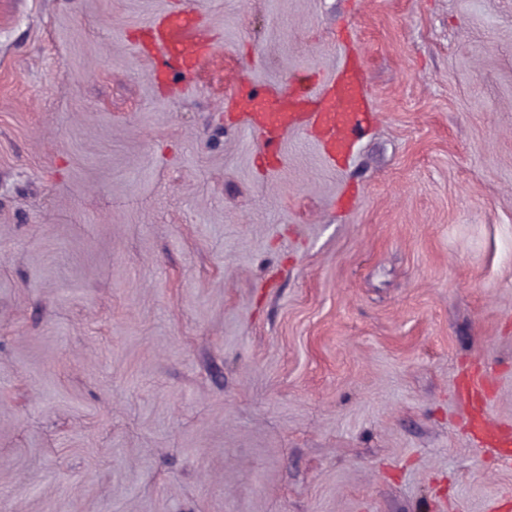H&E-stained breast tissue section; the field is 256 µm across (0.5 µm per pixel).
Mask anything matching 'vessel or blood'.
Here are the masks:
<instances>
[{"instance_id":"obj_1","label":"vessel or blood","mask_w":512,"mask_h":512,"mask_svg":"<svg viewBox=\"0 0 512 512\" xmlns=\"http://www.w3.org/2000/svg\"><path fill=\"white\" fill-rule=\"evenodd\" d=\"M149 42L160 57L158 81L172 72L183 76L202 70L213 54L200 15L180 8L155 18L146 28ZM290 93L258 88L237 77L226 104L242 108L248 126L259 133L271 156H279L289 131L303 129L316 139L328 163L350 157L367 134L374 107L369 83L358 57L346 56L335 73L319 80L313 73L298 74ZM485 380L473 375L459 388L474 439L512 467V431L491 422L485 412Z\"/></svg>"}]
</instances>
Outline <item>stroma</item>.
I'll use <instances>...</instances> for the list:
<instances>
[{"label": "stroma", "mask_w": 512, "mask_h": 512, "mask_svg": "<svg viewBox=\"0 0 512 512\" xmlns=\"http://www.w3.org/2000/svg\"><path fill=\"white\" fill-rule=\"evenodd\" d=\"M347 54L352 162L265 163L227 72ZM474 373L512 429V0H0V512H512ZM146 33L160 57L155 77L164 82L170 72L192 76L203 69L213 54L198 12L193 8L167 11L155 18ZM485 380L482 376L471 375L459 387V396L464 401L474 439L488 448L505 466L512 467V433L491 422L485 412Z\"/></svg>", "instance_id": "35a3bbf8"}]
</instances>
